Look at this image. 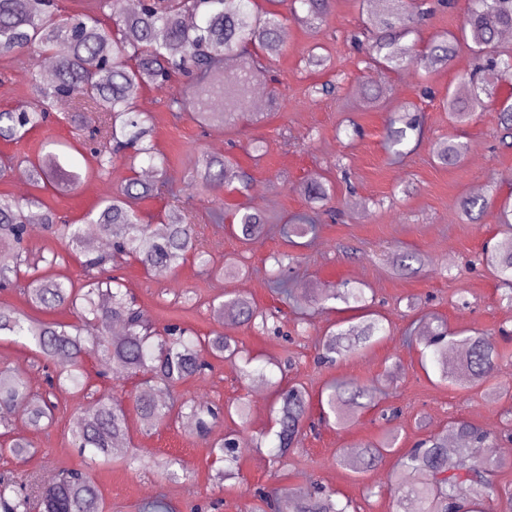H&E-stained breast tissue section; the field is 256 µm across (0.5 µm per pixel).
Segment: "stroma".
Instances as JSON below:
<instances>
[{"mask_svg":"<svg viewBox=\"0 0 512 512\" xmlns=\"http://www.w3.org/2000/svg\"><path fill=\"white\" fill-rule=\"evenodd\" d=\"M427 5L432 13L419 29L424 42L456 31L468 0H427ZM366 19L359 0H332L320 28L287 21L283 50L270 62L273 80L262 87V103L248 106L231 129L205 130L190 115L170 112V99L187 86L184 77H175L161 88H146L140 100L154 117L155 142L169 159L167 186L140 204L146 222L165 224L177 202H189L215 264L233 259L241 271L220 278L189 260L175 275L160 278L130 260L116 264L112 272L156 327L176 322L202 336L217 331L233 337L267 363L273 378L283 385L299 383L315 393L338 378L368 387L395 364L399 370L393 385L378 387L374 407L345 427L320 424L321 409L311 404L309 415L315 425L290 449L281 471H274L267 452L248 451L239 462V478L220 487L212 482L215 466L191 420L182 418L147 433L138 417H130L132 445L177 458V469L185 478L167 481L154 471L132 470L119 461L97 468L94 475L108 512H139L142 502L160 494L174 512H240L257 488L293 496L315 482L352 499L358 512H403L394 493L395 456L360 472L340 465L339 456L356 452L390 430L398 435L397 450L403 451L427 434L446 431L454 421L466 420L496 435L512 418L511 398L486 389L474 395L439 383L436 375L422 369L420 345L404 340L410 327L416 336L425 335L429 312L441 316L453 330L502 325L512 330V306L501 300L490 272L475 262L484 244L497 240L495 213L500 201L512 194V147L500 141V108L512 98V81H500L473 120L454 122L441 99L474 69L471 53L461 51L450 65L424 77L413 67L398 73L370 71L359 43ZM314 48L329 56L325 69L305 67L303 58ZM36 65L24 54L0 62V108L33 101L31 73ZM338 74L343 77L338 92L312 93V86ZM373 84L385 89V98L368 100ZM400 103L418 115L423 134L406 140L396 157L385 147V127L389 108ZM448 136L466 144L463 166H444L434 159L436 142ZM53 142L72 144V126L53 122L20 140L0 142V155L33 158ZM191 151L235 158L251 177L248 193L226 187L198 191L187 158ZM129 176L128 168L118 161L105 179L89 180L65 192L50 188L42 197L57 213L78 223ZM317 178L334 187L332 201L320 208L304 193L305 184ZM476 193L488 196L490 204L469 220L461 215L459 202ZM216 199L228 212L238 204L255 207L272 224H290L298 214L317 211V238H301L290 248L279 235L268 233L256 242L243 243L233 235L229 220L212 217ZM404 249L418 255V268L393 274L384 257ZM285 250L295 257L285 272L291 291L287 299L268 286L273 257ZM342 280L369 288L387 333L370 348L329 367L316 360L319 338L330 325L348 319L349 313L339 307L318 309L314 298L323 284ZM225 293L242 294L261 308L277 310L280 334L227 319L216 321L210 303ZM411 298L418 302V311L408 309ZM1 366L22 371L32 390H42L43 365L24 339L0 337ZM84 367L94 393H58L56 420L42 430L12 420L11 436L30 441L36 453L22 462L0 457V472H33L46 486L60 470L79 467L80 458L71 446L74 414L89 407L97 395L111 391L126 396L134 389L130 380L111 385L95 358H85ZM255 386V381L241 379L233 364L216 360L205 375L189 379L176 394L163 392L159 398L218 405L245 399L250 405L248 432L255 435L269 427L271 400L267 393L256 396Z\"/></svg>","mask_w":512,"mask_h":512,"instance_id":"1","label":"stroma"}]
</instances>
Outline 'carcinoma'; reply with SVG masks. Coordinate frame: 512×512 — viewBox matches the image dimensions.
Instances as JSON below:
<instances>
[{"label":"carcinoma","instance_id":"cac0c4a2","mask_svg":"<svg viewBox=\"0 0 512 512\" xmlns=\"http://www.w3.org/2000/svg\"><path fill=\"white\" fill-rule=\"evenodd\" d=\"M250 0H142L133 14L125 13L121 0H95L97 12L64 16L56 0H27L25 9L17 0H0V61L27 53L34 58L51 56L58 67L53 79L40 83L34 79L39 97L36 103L21 108L0 109V139L15 141L46 126L51 115V100L79 98L80 112H91L96 127L90 139L81 138L80 116L63 119L78 130L76 144L85 170L66 169L60 156L47 152L36 160L19 162L0 158V178L9 176L16 166L25 165L35 193L24 200L0 194V288H18L32 309L68 308L76 315L72 323L43 322L23 310L0 306V336H18L34 346L36 356L54 366L47 376V388L33 392L27 380L12 368L0 369V424L8 427V416L20 409L27 423L39 430L52 425L55 417L54 392L72 388L88 390L89 380L83 357L94 355L109 375L119 379L137 378L140 389L130 396V404L107 395L85 412L73 418L71 445L79 456H90V464L66 470L50 486L39 485L36 477L0 475V512H105L102 492L92 475V464L112 462L113 452L123 454L125 464L140 469L151 458L139 448L122 449L129 443L128 415L134 411L143 425L152 429L185 416L193 421L196 433L207 440L213 461L223 464L216 470L219 482L239 477L238 463L245 450L266 447L267 435L247 438L243 430L250 420L249 405L239 402L224 408L198 405L186 400L162 403L156 399L160 388L174 389L190 378L212 368L211 360L234 364L245 379L257 378L275 388L271 404L276 444L270 449L278 463L301 434L311 397L302 385L277 389L278 383L265 370L252 367V358L238 342L222 332L200 336L191 328L171 324L158 331L143 311L122 289L119 278L107 264L125 257L141 264L158 276L175 272L192 258L215 276L235 273L234 262L217 265L198 236L189 210H176L168 216L162 232L144 223L139 201L153 195L154 185L142 181L137 167L148 163L157 182L168 179V157L158 149L151 116L138 107L143 90L175 75L189 78L188 92L170 100L173 112H190L202 127L231 126L245 111L254 87L266 82L263 59L281 51L284 22L295 20L319 25L326 21L330 0H276L286 12L253 9ZM378 10L367 23L371 43L367 48L368 67L399 71L411 64L426 70L448 66L462 46L482 61L475 74L444 95L442 104L458 123L472 119L475 112L492 97V80L512 78V51L501 48L499 36L512 30V0H469V8L459 34L445 33L422 47L418 39L406 37L418 33L424 17L419 0H378ZM112 8V31L106 30V8ZM239 60L237 73L224 77V58ZM223 106L213 108V101ZM404 105L393 108L386 124L388 147L399 155L408 136L420 135L417 119L403 114ZM465 145L452 138L436 144L435 158L443 165L464 162ZM116 157L124 159L132 172L124 188L100 201L101 209L87 224H73L49 207L41 192L51 186L67 191L81 181L102 178L109 173ZM196 186L204 191L215 185L248 183V175L229 157H204L195 162ZM305 194L313 202L330 198L329 188L312 180ZM488 199L471 196L461 202V211L472 217L484 212ZM238 221L239 238L253 241L266 232L264 218L257 209L239 207L233 213ZM43 225L68 254L79 260L82 281L48 273L56 257L32 253L27 245L32 222ZM315 223L302 215L299 223L282 230L285 241L291 235L303 237ZM500 238L483 250L482 263L504 290L512 305V203L497 210ZM105 237L110 251L99 252L90 246L95 236ZM292 260L283 252L274 257L277 270L271 284L286 293L283 277L285 262ZM45 263L39 268V263ZM362 310L360 321L346 328L332 325L320 339L318 361L333 365L338 360L365 350L373 338L385 331L382 318L368 303L364 289L344 281L327 285L317 303L328 300ZM218 319L232 317L245 324L261 320L268 325L275 313L259 309L251 298L235 294L211 305ZM113 323L124 326V334L112 336L107 328ZM425 348L431 351L441 381L470 391L492 378L501 357L495 333L448 332L429 330ZM464 354L458 367L448 361V349ZM327 410L324 418L337 425L350 423L359 411L372 406L373 392L360 385L335 379L324 389ZM237 418L234 427L211 437L222 416ZM451 435L457 440L453 456H448V434H431L414 447L399 454L394 479L400 502L406 512H512V493L501 492L494 480L501 460L493 453L473 459L471 449L494 448L497 439L470 422L453 423ZM0 454L23 461L32 452L30 443L0 434ZM396 436L385 434L364 445L353 461L341 458L343 465L364 469L395 452ZM350 500H336L319 486L304 490L295 498H277L258 490L244 512H350Z\"/></svg>","mask_w":512,"mask_h":512}]
</instances>
